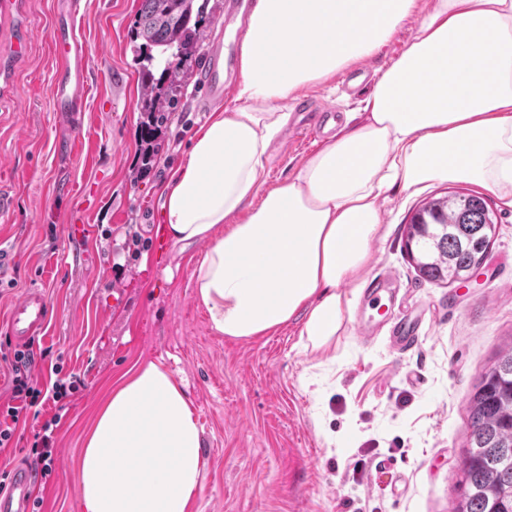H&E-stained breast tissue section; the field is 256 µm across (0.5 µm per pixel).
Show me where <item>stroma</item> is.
Listing matches in <instances>:
<instances>
[{
    "mask_svg": "<svg viewBox=\"0 0 512 512\" xmlns=\"http://www.w3.org/2000/svg\"><path fill=\"white\" fill-rule=\"evenodd\" d=\"M140 0H80L76 33L90 58L87 136L70 151L51 83L50 31L68 0H0V342L12 307L41 289L49 317L37 337L53 365L81 386L54 432L58 450L30 512H84L78 459L86 432L131 366L154 362L187 393L201 429L204 472L192 512H452L468 437V403L497 352L512 343V208L465 182L392 189L382 202L386 239L374 242L366 276L398 278L392 317L423 318L415 345L362 338V288H348L341 328L306 348L300 322L250 338L219 336L195 297L199 246L154 240L160 190L182 165L206 119L193 57L181 105L150 165L141 162L140 81L130 49ZM405 22L365 64L281 102L291 119L268 165L269 186L291 177L322 144L313 133L326 99L354 110L376 69L417 30ZM453 191L483 196L498 216L481 274L466 286L419 278L403 228L425 201ZM143 241L126 246V230ZM387 458L390 470L376 464Z\"/></svg>",
    "mask_w": 512,
    "mask_h": 512,
    "instance_id": "35a3bbf8",
    "label": "stroma"
}]
</instances>
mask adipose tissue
<instances>
[{"label":"adipose tissue","instance_id":"adipose-tissue-1","mask_svg":"<svg viewBox=\"0 0 512 512\" xmlns=\"http://www.w3.org/2000/svg\"><path fill=\"white\" fill-rule=\"evenodd\" d=\"M358 107L288 182L267 187L280 102L374 57ZM234 108L211 113L161 192L173 245H200L196 299L218 335L249 338L301 320L329 344L387 229L380 197L463 181L512 208V0H256ZM183 387L159 365L113 387L79 460L85 512H190L204 466Z\"/></svg>","mask_w":512,"mask_h":512}]
</instances>
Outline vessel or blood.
<instances>
[{
  "mask_svg": "<svg viewBox=\"0 0 512 512\" xmlns=\"http://www.w3.org/2000/svg\"><path fill=\"white\" fill-rule=\"evenodd\" d=\"M51 43L57 62L52 82L54 110L60 122L77 136L83 126L82 99L86 93L88 58L68 24L62 23L53 29ZM234 65V49L225 46L223 35H214L200 67L203 109L223 104L231 90L227 75ZM394 285L395 278L388 272L371 278L364 291L369 307L381 309L383 297L392 291ZM47 316L44 294L37 289L28 291L12 309L10 329L13 336L20 341L29 340L42 329ZM417 330L418 322L411 318L395 323L391 328L394 344L402 349L412 347L417 339ZM34 489L29 471L17 470L7 490L0 492V512H29Z\"/></svg>",
  "mask_w": 512,
  "mask_h": 512,
  "instance_id": "1",
  "label": "vessel or blood"
}]
</instances>
